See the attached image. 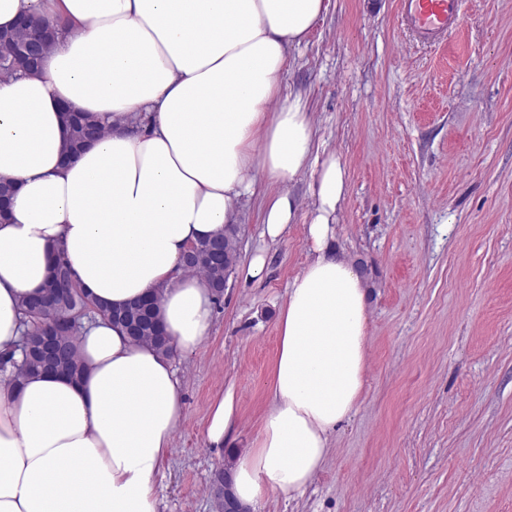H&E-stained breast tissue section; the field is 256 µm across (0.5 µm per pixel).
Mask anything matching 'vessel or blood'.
I'll use <instances>...</instances> for the list:
<instances>
[{
	"label": "vessel or blood",
	"instance_id": "b4317fda",
	"mask_svg": "<svg viewBox=\"0 0 512 512\" xmlns=\"http://www.w3.org/2000/svg\"><path fill=\"white\" fill-rule=\"evenodd\" d=\"M464 4L465 0H398V14L418 40L436 45L460 27Z\"/></svg>",
	"mask_w": 512,
	"mask_h": 512
}]
</instances>
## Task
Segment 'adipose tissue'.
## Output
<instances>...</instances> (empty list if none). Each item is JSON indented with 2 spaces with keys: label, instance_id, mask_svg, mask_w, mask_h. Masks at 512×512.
I'll use <instances>...</instances> for the list:
<instances>
[{
  "label": "adipose tissue",
  "instance_id": "ef3b65f1",
  "mask_svg": "<svg viewBox=\"0 0 512 512\" xmlns=\"http://www.w3.org/2000/svg\"><path fill=\"white\" fill-rule=\"evenodd\" d=\"M325 0H0V29L37 16L59 29L32 76L0 78V180L17 191L0 221V356L16 351L23 295L37 292L63 245L81 288L115 307L150 294L175 349L208 336L214 295L188 273V248L239 221L258 179L263 235L304 219L313 259L288 285L278 319L271 405L231 471L249 512L301 495L365 387L368 288L334 255L347 171L312 153L306 98L285 89L288 52ZM107 134L62 165L61 105ZM310 174L300 213L286 183ZM81 381L15 384L0 372V512H158L154 478L184 416L172 359L111 322L77 340ZM239 420L233 387L209 408L205 437L223 447Z\"/></svg>",
  "mask_w": 512,
  "mask_h": 512
}]
</instances>
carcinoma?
<instances>
[{
    "instance_id": "1",
    "label": "carcinoma",
    "mask_w": 512,
    "mask_h": 512,
    "mask_svg": "<svg viewBox=\"0 0 512 512\" xmlns=\"http://www.w3.org/2000/svg\"><path fill=\"white\" fill-rule=\"evenodd\" d=\"M39 27L45 28L47 23L35 17L33 25L27 28L0 30V76L25 75L38 68L36 62H28V56L21 53L20 48L29 45L43 54L51 50L53 41L43 39L37 31ZM68 127L66 149L73 154L80 153L103 133V128L86 112L68 113ZM240 233V225L230 224L222 236L201 241L185 254L187 268L205 277L217 299L224 294V269L236 265ZM143 303L142 298L114 309L94 300L79 286L62 250L53 254L51 274L43 290L21 301L32 335L57 338L61 373L75 379L82 375L75 340L82 320L91 314L132 332L131 338L137 343H150L169 354L174 352L171 339L164 335L158 323L157 304L147 309L142 307ZM41 372L38 342L35 341L31 350L24 353V360L16 365V378ZM227 483L228 471H216L209 485L216 512H232L238 505L226 499L224 485Z\"/></svg>"
}]
</instances>
